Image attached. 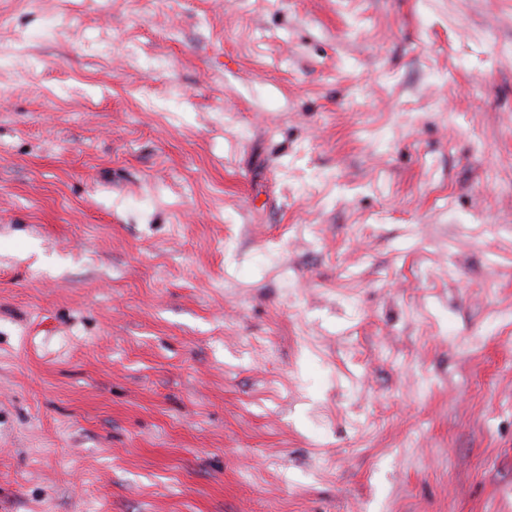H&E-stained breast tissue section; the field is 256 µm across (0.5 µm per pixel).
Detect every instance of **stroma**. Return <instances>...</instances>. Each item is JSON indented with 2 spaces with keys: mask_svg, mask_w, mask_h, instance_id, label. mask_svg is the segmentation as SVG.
<instances>
[{
  "mask_svg": "<svg viewBox=\"0 0 512 512\" xmlns=\"http://www.w3.org/2000/svg\"><path fill=\"white\" fill-rule=\"evenodd\" d=\"M0 512H512V0H0Z\"/></svg>",
  "mask_w": 512,
  "mask_h": 512,
  "instance_id": "1",
  "label": "stroma"
}]
</instances>
